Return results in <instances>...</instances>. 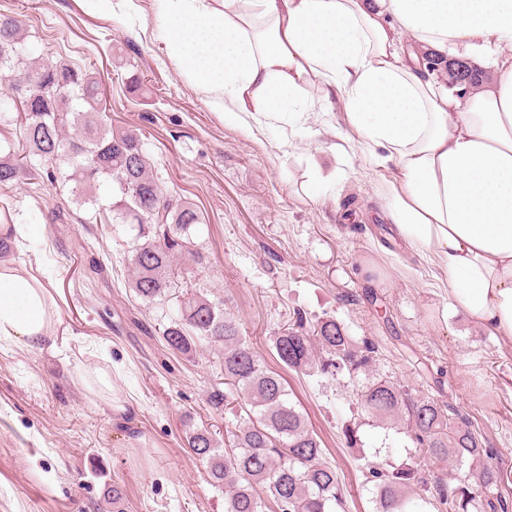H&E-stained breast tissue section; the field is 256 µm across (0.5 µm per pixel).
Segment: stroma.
Listing matches in <instances>:
<instances>
[{
  "instance_id": "1",
  "label": "stroma",
  "mask_w": 512,
  "mask_h": 512,
  "mask_svg": "<svg viewBox=\"0 0 512 512\" xmlns=\"http://www.w3.org/2000/svg\"><path fill=\"white\" fill-rule=\"evenodd\" d=\"M160 10L161 0H111L100 11L86 0H0V16L23 23L36 57L98 72L113 126L139 133L164 187L196 204L205 261L181 289L223 301L285 379L338 471L345 512H374L365 465L408 461L413 444L369 421L349 377H309L276 360L271 338L299 313L373 340L374 376L466 415L495 452L512 512V350L452 312L445 269L394 236L381 195L391 173L348 143L343 102L314 83L296 114L224 120L168 55ZM70 198L69 186L44 178L0 188L14 222L41 215L32 231L41 250L7 259L51 291L72 336L55 350L0 342V512H112L104 492L115 481L126 512H224L183 426L188 416L219 429L231 420L206 403L224 384L219 355L166 347L164 309L129 286V227L85 223ZM370 260L382 276L364 274ZM98 367L111 370L124 412L86 387L84 370ZM347 426L361 447H348ZM386 436L390 456L375 457Z\"/></svg>"
}]
</instances>
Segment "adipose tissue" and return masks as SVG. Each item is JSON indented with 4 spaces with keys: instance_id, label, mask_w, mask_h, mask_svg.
<instances>
[{
    "instance_id": "ef3b65f1",
    "label": "adipose tissue",
    "mask_w": 512,
    "mask_h": 512,
    "mask_svg": "<svg viewBox=\"0 0 512 512\" xmlns=\"http://www.w3.org/2000/svg\"><path fill=\"white\" fill-rule=\"evenodd\" d=\"M165 45L225 119L292 113L307 83L340 96L399 239L447 272L448 304L512 348V0H163ZM410 36L415 49L401 55ZM436 54L492 67L469 88L428 78ZM63 333L43 283L0 262V340Z\"/></svg>"
}]
</instances>
